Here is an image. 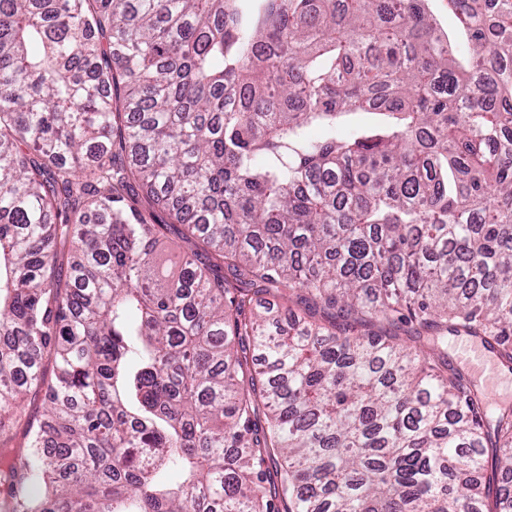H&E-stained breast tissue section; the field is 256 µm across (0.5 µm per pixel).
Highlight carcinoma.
<instances>
[{"instance_id":"obj_1","label":"carcinoma","mask_w":512,"mask_h":512,"mask_svg":"<svg viewBox=\"0 0 512 512\" xmlns=\"http://www.w3.org/2000/svg\"><path fill=\"white\" fill-rule=\"evenodd\" d=\"M423 2L0 0V512H512V0ZM353 324V323H352ZM355 328V332L359 334H383L385 332H391V334H397L398 338L403 342H410L411 336H414L416 325L408 324V325H400L399 328L389 327L386 322L373 320L370 323L365 325L353 324ZM448 336V357L453 361V343L456 363L469 377L479 382L491 404L499 402L503 396L512 395V375L504 376L495 357L481 344L472 342L466 336L454 339Z\"/></svg>"}]
</instances>
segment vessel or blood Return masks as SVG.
<instances>
[{"label":"vessel or blood","instance_id":"b4317fda","mask_svg":"<svg viewBox=\"0 0 512 512\" xmlns=\"http://www.w3.org/2000/svg\"><path fill=\"white\" fill-rule=\"evenodd\" d=\"M454 353L456 363L481 384L490 403L512 395V375H503L498 361L483 345L458 336L454 339Z\"/></svg>","mask_w":512,"mask_h":512}]
</instances>
